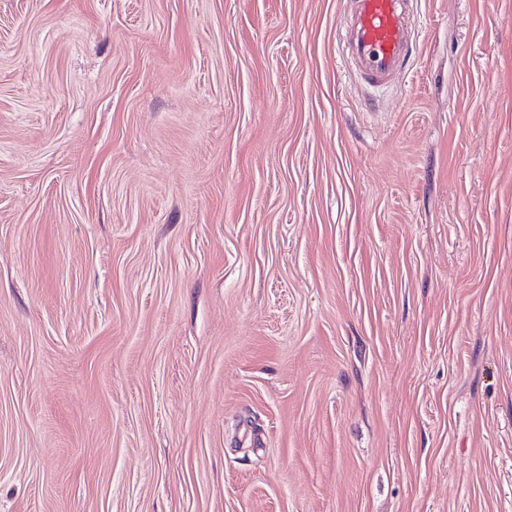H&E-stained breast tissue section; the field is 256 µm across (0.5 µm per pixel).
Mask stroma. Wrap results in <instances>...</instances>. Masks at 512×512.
<instances>
[{"mask_svg":"<svg viewBox=\"0 0 512 512\" xmlns=\"http://www.w3.org/2000/svg\"><path fill=\"white\" fill-rule=\"evenodd\" d=\"M0 0V512H512V0ZM411 0H348L347 62L369 84L406 69L412 58Z\"/></svg>","mask_w":512,"mask_h":512,"instance_id":"obj_1","label":"stroma"}]
</instances>
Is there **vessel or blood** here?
Wrapping results in <instances>:
<instances>
[{
    "label": "vessel or blood",
    "mask_w": 512,
    "mask_h": 512,
    "mask_svg": "<svg viewBox=\"0 0 512 512\" xmlns=\"http://www.w3.org/2000/svg\"><path fill=\"white\" fill-rule=\"evenodd\" d=\"M347 61L361 78L379 84L406 69L412 58L410 0H349Z\"/></svg>",
    "instance_id": "b4317fda"
}]
</instances>
